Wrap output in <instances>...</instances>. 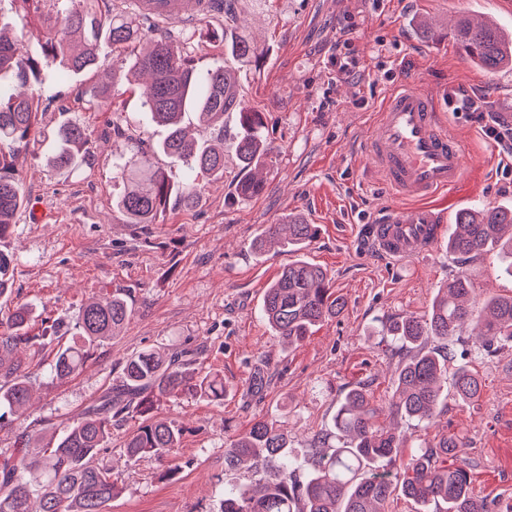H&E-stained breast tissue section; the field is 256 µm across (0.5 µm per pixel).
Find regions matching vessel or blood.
Segmentation results:
<instances>
[{
    "label": "vessel or blood",
    "instance_id": "b4317fda",
    "mask_svg": "<svg viewBox=\"0 0 512 512\" xmlns=\"http://www.w3.org/2000/svg\"><path fill=\"white\" fill-rule=\"evenodd\" d=\"M219 0H135L139 16L180 22L212 14ZM371 168L395 207L367 228L374 251L390 261L430 252L443 220L432 203L474 166L462 142L441 118L436 96L402 84L388 91L364 144Z\"/></svg>",
    "mask_w": 512,
    "mask_h": 512
}]
</instances>
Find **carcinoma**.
I'll return each mask as SVG.
<instances>
[{
  "mask_svg": "<svg viewBox=\"0 0 512 512\" xmlns=\"http://www.w3.org/2000/svg\"><path fill=\"white\" fill-rule=\"evenodd\" d=\"M26 24L18 35L0 25V240L7 238L17 212L25 205L15 169L18 153L34 143L47 164L75 172L87 164L90 135L75 121L61 123L45 135L39 125L42 60L64 72H92L102 48L126 49L138 42L144 49L128 73L146 78L141 84L142 105L152 121L166 127L155 148L123 132L128 149L123 163L127 187L114 201L128 224H156L171 207L191 211L205 185L224 180V114L237 116L232 142L239 173L236 197L259 194L262 168L273 148L264 136L262 113L245 105L240 95L239 68L226 64L207 71L195 68L188 49L190 38L175 45L167 37H147L150 19L126 11L99 14L91 0H10ZM426 37L450 38L464 60L488 72L512 67V37L491 22L463 18L448 32L418 22ZM36 35L41 55L24 48ZM224 54L235 61L259 62L257 48L243 36L224 38ZM30 87L14 93L5 79ZM194 114L211 136L198 140L182 126ZM180 163L185 176L175 178L157 167L152 155ZM317 235V226L294 214L268 224L251 242L257 253L274 247L303 250ZM498 250L512 275V205L474 206L460 210L448 229V252L478 257ZM126 291L93 298L78 309L73 322L53 335L29 332L33 314L24 303L0 315V421L5 415L25 414L32 389L20 349L33 344L54 345L51 376L63 380L78 373L95 347L124 331L133 308ZM343 297L331 291L325 270L304 259L284 269L266 288L262 316L285 346L302 343L319 324L338 316ZM471 327L485 350L512 348V296H490L477 303L465 272L440 286L427 312L406 314L385 326L391 343L406 350L398 368L390 414L423 426L432 423L448 393L463 401L479 396L481 382L460 367L448 373L451 344ZM222 402L224 378L193 368L189 349L150 348L127 356L121 384L104 393L76 422L56 432L22 433L15 448L0 453V512H107L119 494L112 469L95 465L112 440V423L134 422L122 454L135 464L145 458L177 469L174 451L185 427L152 415L155 405L182 393ZM307 466L288 451V436L274 417L263 416L224 449V467L245 469L250 483L224 494L223 512H385L398 492L421 505L419 512H491L490 504L470 492L468 465L462 460L466 443L459 437L421 442L409 461L390 469L401 457L406 436L398 427L380 421V412L362 388L345 393L329 430L312 438ZM455 464L448 465V459Z\"/></svg>",
  "mask_w": 512,
  "mask_h": 512,
  "instance_id": "carcinoma-1",
  "label": "carcinoma"
}]
</instances>
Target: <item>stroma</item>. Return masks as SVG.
<instances>
[{
    "label": "stroma",
    "mask_w": 512,
    "mask_h": 512,
    "mask_svg": "<svg viewBox=\"0 0 512 512\" xmlns=\"http://www.w3.org/2000/svg\"><path fill=\"white\" fill-rule=\"evenodd\" d=\"M236 20L210 23L211 37L195 38L194 64L204 71L224 59L225 35H242L263 49L259 63L241 64L243 98L264 115L275 151L263 191L247 201L233 195L238 173L224 154L223 181L207 185L199 208L170 210L156 224H129L112 206L122 189L121 139L153 145L165 134L147 117L139 87L117 71L131 52L103 49L96 71L66 75L44 64L41 126L70 119L91 136L92 157L80 171L48 167L40 150H27L17 171L27 204L0 249L13 257L0 307L32 309L33 333L47 322H68L92 297L131 292L134 314L125 331L95 348L83 370L57 382L47 353H27L33 405L25 417L0 428V449L24 431L57 430L76 421L120 374L131 353L153 347L199 349L197 367L221 373L230 393L223 403L184 395L162 403L159 414L182 423L178 469L145 459L124 465L120 448L131 425L114 423L112 444L97 464L110 468L122 488L109 512H222L225 492L247 483L224 467V448L256 418L282 416L295 457L306 460L314 434L330 424L339 399L356 386L387 409L400 357L381 334L385 321L427 311L437 288L467 272L478 296L512 294V277L497 252L460 263L445 245L395 263L368 247L365 224L394 206L370 168L363 142L387 91L401 82L447 102L449 88L485 96L491 111L512 114V70L488 73L464 61L452 40L428 41L412 27L421 19L445 27L460 17L493 18L512 33V0H237ZM357 72L338 75L339 63ZM113 79L116 111L97 109L87 91ZM450 131L477 163L455 190L439 195L445 223L461 208L512 203V176L468 113L451 116ZM297 213L318 227L302 253L257 254L249 244L263 225ZM325 269L346 301L340 316L287 348L261 314L265 288L298 257ZM456 364L482 383L471 402L448 398L429 428L413 438L437 443L455 434L467 443L474 495L512 512V349L490 354L466 337ZM263 386L253 390L256 374Z\"/></svg>",
    "instance_id": "stroma-1"
}]
</instances>
